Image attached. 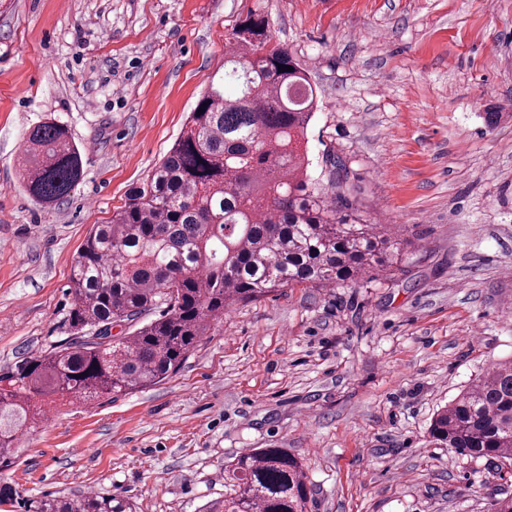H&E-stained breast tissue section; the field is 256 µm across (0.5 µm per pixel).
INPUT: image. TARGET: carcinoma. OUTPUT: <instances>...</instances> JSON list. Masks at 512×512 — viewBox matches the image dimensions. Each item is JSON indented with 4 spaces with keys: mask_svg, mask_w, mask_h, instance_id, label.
<instances>
[{
    "mask_svg": "<svg viewBox=\"0 0 512 512\" xmlns=\"http://www.w3.org/2000/svg\"><path fill=\"white\" fill-rule=\"evenodd\" d=\"M223 81L197 101L175 143L108 224L86 237L70 274L71 339L0 375V469L46 409L128 395L176 373L231 307L280 288H360L389 274L396 242L363 223L343 157L315 181L305 141L316 93L268 21L237 25ZM291 66L281 72L278 66ZM232 84L235 93L225 94ZM22 186L46 207L83 176L81 152L54 121L24 136ZM158 315L148 321L151 311ZM135 329L114 338L112 325ZM430 437L512 470V359L487 368L437 411ZM303 461L255 448L224 463V499L208 512H308ZM24 512H130L89 492L23 502Z\"/></svg>",
    "mask_w": 512,
    "mask_h": 512,
    "instance_id": "carcinoma-1",
    "label": "carcinoma"
}]
</instances>
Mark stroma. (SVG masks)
I'll return each mask as SVG.
<instances>
[{
	"label": "stroma",
	"instance_id": "stroma-1",
	"mask_svg": "<svg viewBox=\"0 0 512 512\" xmlns=\"http://www.w3.org/2000/svg\"><path fill=\"white\" fill-rule=\"evenodd\" d=\"M268 18L318 93L314 174L342 155L363 219L405 255L361 288L235 306L174 375L51 409L0 483L203 512L224 462L303 460L311 512H486L512 471L432 442L436 410L512 358V0H0V374L71 336V267L224 74L232 29ZM52 118L84 175L59 205L19 180Z\"/></svg>",
	"mask_w": 512,
	"mask_h": 512
}]
</instances>
